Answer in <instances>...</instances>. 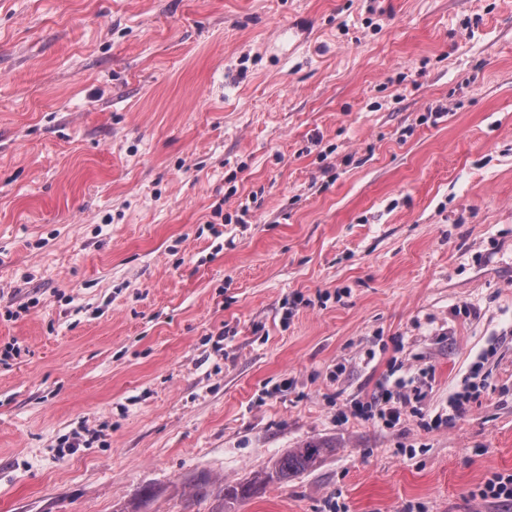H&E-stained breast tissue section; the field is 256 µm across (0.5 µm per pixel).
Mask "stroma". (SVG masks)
Masks as SVG:
<instances>
[{
	"label": "stroma",
	"mask_w": 512,
	"mask_h": 512,
	"mask_svg": "<svg viewBox=\"0 0 512 512\" xmlns=\"http://www.w3.org/2000/svg\"><path fill=\"white\" fill-rule=\"evenodd\" d=\"M310 441L236 512H512V0H0V512H224ZM428 371L422 368L408 380L397 379L392 384L383 385L366 403L357 406V413L366 420H372L385 427L399 425L408 413L422 398V388L417 386L416 379L427 378ZM472 401V392L469 390L464 392H456L448 399V405L439 407L438 410L430 417L429 421H425L424 428L436 429L448 426V423L465 416ZM323 448L315 443H308L303 448H295L291 452L278 457L272 467V472L256 477L253 481L224 486V512H232L225 507L226 503L245 500L256 494L260 486L274 478L288 481L291 476L302 472L316 464ZM483 500L512 502V475L495 476L490 479L479 493Z\"/></svg>",
	"instance_id": "35a3bbf8"
}]
</instances>
